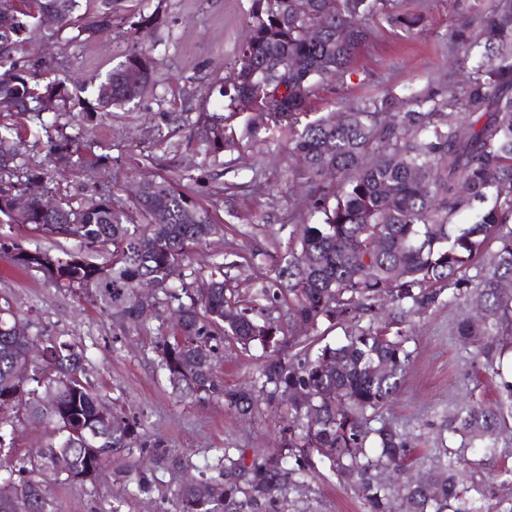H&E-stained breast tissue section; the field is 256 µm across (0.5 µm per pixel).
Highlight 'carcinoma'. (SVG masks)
<instances>
[{
  "label": "carcinoma",
  "instance_id": "obj_1",
  "mask_svg": "<svg viewBox=\"0 0 512 512\" xmlns=\"http://www.w3.org/2000/svg\"><path fill=\"white\" fill-rule=\"evenodd\" d=\"M253 0L248 34L234 59L240 82L220 95L230 114L213 113L192 136L206 151L224 148V122L255 108L253 123L287 127L300 173L316 185L310 216L298 232L299 249L288 254L278 277L242 299L227 287L224 262L206 263L191 282L182 277L193 248L223 229L189 193L163 177L146 176L134 209L112 206V192L75 205L67 200L45 211L40 199L47 173L23 159L21 131L0 123V215L43 237L74 240L79 249L53 256L0 240V252L23 270H36L56 288L90 296L101 315L119 316L144 328L155 303L140 298L149 282L177 302L178 320L161 335L159 366L173 388L185 394L212 393L246 416L252 390L218 386L212 376L215 350L231 339L245 349L259 345L272 357L261 372L260 389L272 387L288 401L281 447L304 478L315 461L329 463L342 482L365 501L367 512H485L468 496L467 479L512 419V379L502 380L493 405L475 401L448 416L437 464L418 482L403 478L420 463L409 439L381 420L382 409L399 391L412 356L409 337L390 324H362L389 304L401 318L448 298L477 309L463 318L457 334L472 341L499 337L512 348V0H494L475 33L450 36L459 60L472 58L471 77L460 89L424 93L414 107L395 110L389 94L370 96L343 113L301 123L310 97L324 82L348 73L351 58L377 21L411 27L392 11L393 0ZM60 30L74 29L90 40L112 29V8L81 0H0V103L34 113L39 127H55L50 149L56 162L87 163L77 138L57 127L66 107L81 105L60 80L43 82L45 71L25 57V44L44 14ZM318 25L323 36L307 38ZM283 57L299 62L287 74ZM156 82L147 52L135 47L98 85L97 108L141 97ZM395 112L394 120L387 113ZM376 154L365 166L361 157ZM26 196L22 212L10 202ZM496 251L489 252L490 245ZM476 270L474 279L465 277ZM188 302H183V299ZM287 304L288 326L314 330L344 327V341L284 358L282 323L265 315L266 305ZM32 320L0 303V512H56L47 478L96 482L112 455L134 446L142 469L132 481L145 489L148 472L175 467L181 458L159 438L144 436L135 420L112 412L87 378V349L61 336L33 333ZM46 351L37 362L28 349ZM26 420L50 430L54 441L19 458L6 444L15 423ZM219 477L197 479L176 491L178 512H248L269 500L288 479L282 458L265 456L247 465L224 456Z\"/></svg>",
  "mask_w": 512,
  "mask_h": 512
}]
</instances>
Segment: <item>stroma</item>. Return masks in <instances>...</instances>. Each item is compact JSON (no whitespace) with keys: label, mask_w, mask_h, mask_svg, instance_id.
Wrapping results in <instances>:
<instances>
[{"label":"stroma","mask_w":512,"mask_h":512,"mask_svg":"<svg viewBox=\"0 0 512 512\" xmlns=\"http://www.w3.org/2000/svg\"><path fill=\"white\" fill-rule=\"evenodd\" d=\"M487 3L399 0L402 13L418 17L414 30L385 22L373 28L347 76L324 82L311 96L310 118L345 112L388 90L407 108L414 95L461 83L468 69L458 64L448 34L465 25L479 26ZM251 6L252 0H112L109 36L80 42L69 29L53 36L43 31L26 44L30 59L45 63L51 75L81 91L89 112L99 82L133 44L150 47L157 72L153 88L113 108L106 120L92 117L79 129L85 144L103 158L98 174L55 168L43 144L28 149V163L50 174V195L77 203L97 199L106 187L115 204L128 207L141 173L175 178L224 225L196 248L195 258L229 264L232 285L244 296L283 266L295 244V225L309 217L313 192L288 150L287 129L271 125L254 138H244L249 112L226 122L219 158L206 156L203 146L188 138L204 113L212 111V95L233 76V57L248 32ZM142 14L157 15L159 23L138 34L134 25ZM0 296L18 313L29 315L43 333L86 345L88 377L103 402L137 420L148 435L163 438L182 459L181 466L155 471L149 489L141 493L121 481L118 472L120 465L140 462L141 457L135 451L121 452L119 462L110 463L105 481L51 483L58 512H176L174 493L186 476L218 477L223 451L247 463L258 453H279L281 419L268 400H259L252 416L240 418L225 410L222 396L181 397L173 391L159 371L155 349L156 330L171 316L167 306L158 307L150 331H134L99 315L85 294L58 291L41 273L16 269L5 257H0ZM458 315L456 307L443 304L414 317V361L384 412L429 464L438 455V429L454 408L476 398L494 403L501 375L512 373V352L502 354L499 373L484 370L476 348L451 331ZM262 363L261 349L245 351L228 341L213 366L214 379L235 386L258 377ZM499 446L500 456L485 461L468 482L471 496L481 499L487 512L512 507V483L503 475L504 467H512V427L500 435ZM258 512L367 509L328 464L320 463L304 484L286 481Z\"/></svg>","instance_id":"1"}]
</instances>
